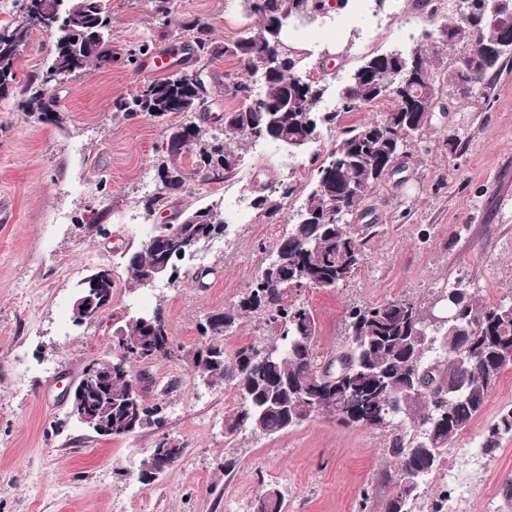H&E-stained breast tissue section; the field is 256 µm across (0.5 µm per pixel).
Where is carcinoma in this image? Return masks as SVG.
<instances>
[{
	"label": "carcinoma",
	"mask_w": 512,
	"mask_h": 512,
	"mask_svg": "<svg viewBox=\"0 0 512 512\" xmlns=\"http://www.w3.org/2000/svg\"><path fill=\"white\" fill-rule=\"evenodd\" d=\"M18 18L0 22V35L7 33L31 40L40 31L52 38L48 63L42 72L26 79L16 95L18 107L27 117L58 128L66 122L58 109V86L83 75L89 68H108L117 56L112 53L111 21L106 0H15ZM243 12L256 19L232 42L221 44L212 26L196 16L178 22L186 38L180 49L188 52L190 78L175 72L141 84L132 95L116 102L125 119L140 116L185 114L188 122L166 129L167 143L184 139L187 153L170 149L154 160L157 181L144 202L145 211L162 208L186 191L188 173L202 183H223L239 169L242 157L231 146L240 138L247 144L273 143L287 147L296 139L315 138L317 129L336 127L344 114L357 105L391 97L394 108L378 121L341 130L330 160L315 164V182L292 224L272 248L269 262L237 305L207 316L210 329L199 324L198 353H209L206 366L209 382L234 389L239 397L235 410L224 416V435L237 438L244 432L271 436L309 419L308 406L314 398L328 400L324 409L350 396L360 402L351 415H335L344 425L372 423L378 414L387 421L396 418L416 430L409 438L398 428L392 432L385 455L394 463L386 473L394 492L383 512H413L415 501L429 493V478L447 461L448 442L456 438L482 411L501 373L512 368V301L482 304L468 293L448 290L449 321L428 319L426 312L407 300H388L356 307L347 312V344L336 355L321 362L314 353L318 323L306 306L288 303V272L313 282V287L330 290L344 283L364 263L367 239L354 224L336 222L325 212L355 215L380 182V169L395 162L407 143L431 123L435 96L434 61L440 58V36L458 35V53L468 57L469 68L482 82L506 57H512V14L496 12L495 0H486L487 12L471 13L444 24L431 44V51L416 49L397 57L376 54L366 59L339 93V106L324 112L320 101L324 89L310 77L298 86L293 74L300 71L306 50L288 42L291 29L321 16L320 0H241ZM231 57L245 76L227 81L213 67L220 57ZM18 58L0 53V97L9 94L16 80ZM260 77L262 90L239 108L224 113L228 129L220 134L205 127L207 105L221 87L238 94ZM253 208L270 223L281 219L282 202L296 190L293 182L280 179L267 166L260 167L253 181ZM193 219L180 231L200 248L219 235L224 211L218 205L196 208ZM165 252L145 245L127 262L132 287L145 288ZM183 256L175 265L172 284L203 272ZM256 313L268 332L263 340L243 346L229 356L224 347L214 348L208 336L236 332L246 313ZM140 343L139 356L130 343ZM114 361H124L125 371L114 373L112 386L93 401L112 400L109 418L112 436L126 437L158 428L154 409L159 398L137 399L139 415L128 418L126 404L134 399V366L144 359L153 362L175 353L160 308L125 320L116 335ZM512 438V408L500 412L482 437L483 455L492 456L505 438ZM284 497L275 490L272 500L259 495L252 512H283Z\"/></svg>",
	"instance_id": "cac0c4a2"
}]
</instances>
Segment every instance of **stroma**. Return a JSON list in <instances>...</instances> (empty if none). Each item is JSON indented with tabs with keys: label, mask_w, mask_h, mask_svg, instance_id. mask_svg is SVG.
Returning a JSON list of instances; mask_svg holds the SVG:
<instances>
[{
	"label": "stroma",
	"mask_w": 512,
	"mask_h": 512,
	"mask_svg": "<svg viewBox=\"0 0 512 512\" xmlns=\"http://www.w3.org/2000/svg\"><path fill=\"white\" fill-rule=\"evenodd\" d=\"M447 2L393 0L379 12L373 0H350L303 29L296 40L308 53L306 68L325 79L323 107H336L342 85L367 57L428 48L451 18ZM174 6L175 16L207 19L221 43L255 25L240 0ZM107 7L114 52L139 41L157 53L170 49L177 30L158 23L150 0H108ZM325 58L333 67L323 73L318 64ZM154 78L147 64L118 60L66 82L61 129L25 118L16 97L0 98V512H251L269 484L281 490L285 512H382L394 490L384 477L390 428L343 426L323 415L274 436L226 440L224 417L238 404L235 392L200 383L178 357L151 368L159 380L179 383L165 398L164 432L105 439L67 419L62 391L88 362L111 357L114 318L162 308L170 341L188 350L199 341L200 321L238 303L262 269L258 243L281 238L311 188L310 155L326 159L340 134L320 129L296 154L273 144L250 148L235 177L189 180L186 192L149 215L143 201L155 186L153 161L167 126L183 117L126 120L115 102ZM448 125L458 135L453 148L443 133ZM407 151L400 172L363 205L378 228L364 264L337 288L288 296L313 311L318 356L345 345L352 306L399 298L441 317V296L456 285L481 303L512 300V60L482 92L456 101L450 116L435 114ZM264 162L296 179L275 224L236 205ZM213 203L223 205L227 226L197 255L211 270L203 284L131 290L126 256L178 211ZM101 269L112 275V310L75 326L74 298ZM510 407L512 368L449 446L432 482L451 490L454 512H512L501 491L512 477V438L493 456L479 450L485 428ZM163 433L184 443L183 454L153 483H142L140 462ZM229 458L237 461L230 473Z\"/></svg>",
	"instance_id": "35a3bbf8"
}]
</instances>
